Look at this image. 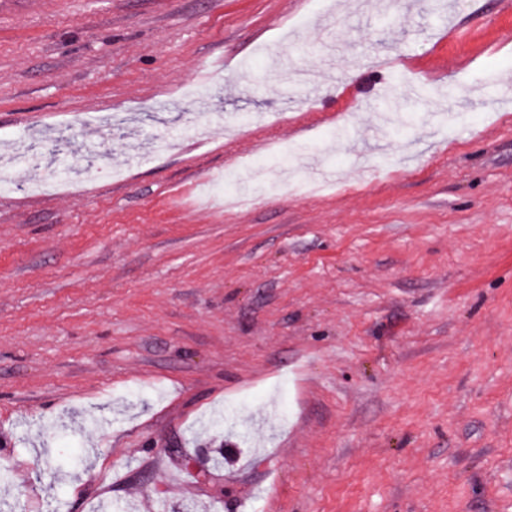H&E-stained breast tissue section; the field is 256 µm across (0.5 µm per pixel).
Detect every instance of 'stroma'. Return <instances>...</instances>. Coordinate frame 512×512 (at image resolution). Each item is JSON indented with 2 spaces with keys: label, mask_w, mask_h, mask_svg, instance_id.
<instances>
[{
  "label": "stroma",
  "mask_w": 512,
  "mask_h": 512,
  "mask_svg": "<svg viewBox=\"0 0 512 512\" xmlns=\"http://www.w3.org/2000/svg\"><path fill=\"white\" fill-rule=\"evenodd\" d=\"M2 156L0 512H512V0H0Z\"/></svg>",
  "instance_id": "stroma-1"
}]
</instances>
